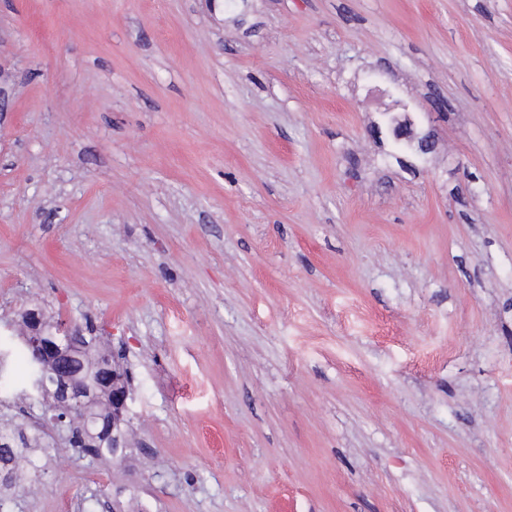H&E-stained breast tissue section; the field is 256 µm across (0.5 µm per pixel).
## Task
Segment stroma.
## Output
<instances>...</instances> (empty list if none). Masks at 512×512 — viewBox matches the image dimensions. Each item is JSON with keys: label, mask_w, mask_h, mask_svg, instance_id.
Here are the masks:
<instances>
[{"label": "stroma", "mask_w": 512, "mask_h": 512, "mask_svg": "<svg viewBox=\"0 0 512 512\" xmlns=\"http://www.w3.org/2000/svg\"><path fill=\"white\" fill-rule=\"evenodd\" d=\"M34 306L134 443L5 512H512V0H0V344ZM390 126L394 141L402 148L410 149L421 154L430 152L434 148V138L430 134L416 137L411 131V123L398 122L393 116Z\"/></svg>", "instance_id": "1"}]
</instances>
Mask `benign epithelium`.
I'll use <instances>...</instances> for the list:
<instances>
[{
  "instance_id": "1",
  "label": "benign epithelium",
  "mask_w": 512,
  "mask_h": 512,
  "mask_svg": "<svg viewBox=\"0 0 512 512\" xmlns=\"http://www.w3.org/2000/svg\"><path fill=\"white\" fill-rule=\"evenodd\" d=\"M390 126L394 141L402 148L421 154L434 148L431 135L417 137L411 131V123H401L391 118ZM46 323L41 314L32 310L22 319L21 341L34 348L36 359L46 369L38 382V390L64 412V418H71L74 411L81 413V429L86 430L93 422H104L112 432V459H123V426L127 425L129 389L124 376L111 364L106 355H93L88 346L77 342L68 332L59 331L55 336L45 335ZM96 366L102 392L90 396L80 385V372L85 363Z\"/></svg>"
}]
</instances>
